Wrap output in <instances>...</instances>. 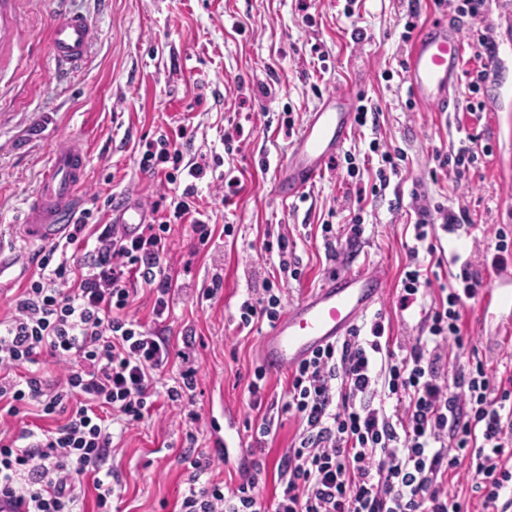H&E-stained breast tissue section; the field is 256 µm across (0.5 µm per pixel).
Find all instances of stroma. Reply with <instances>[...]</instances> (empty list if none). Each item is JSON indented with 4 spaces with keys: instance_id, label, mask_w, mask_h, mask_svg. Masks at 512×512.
Returning a JSON list of instances; mask_svg holds the SVG:
<instances>
[{
    "instance_id": "1",
    "label": "stroma",
    "mask_w": 512,
    "mask_h": 512,
    "mask_svg": "<svg viewBox=\"0 0 512 512\" xmlns=\"http://www.w3.org/2000/svg\"><path fill=\"white\" fill-rule=\"evenodd\" d=\"M352 14H345V7ZM86 15L95 37L83 67L68 79L54 74L52 29L58 0H0V239L21 256L5 272L12 290L0 294V319L8 317L15 286L33 272L41 243L19 233L26 200L39 188L43 171L57 149L76 146L88 158L81 205L108 223L114 197L129 195L154 203L167 192L163 176L139 168L142 144L178 126L193 131L185 158L203 154L211 165L197 183L199 204L212 213L215 230L200 244L190 224L174 225L167 248L174 290L168 317L155 319L148 286H139L130 316L163 330L172 358L159 388L173 386L179 353L199 367L198 384L187 409L201 417L191 426L158 399L152 417L124 430L113 425L121 450L112 467L119 474L111 512H174L190 487L191 462L210 461L201 481L234 488L241 464L259 461L267 477L263 498L274 495V476L296 432L282 418L270 437V450L253 454L251 434L259 421L247 385L262 363L261 343L268 321L238 333L240 304L266 284L283 288L290 309L340 269L379 267L386 285L378 313L399 339L420 334L419 309L397 308L400 277L410 261L416 213L422 207L465 206L469 231L442 244L449 254L493 272L492 229L512 226V9L487 0L486 24L497 30L498 61L479 92L486 108L481 119L466 110L469 73L485 59L465 42L462 69L448 111L408 106L401 69L407 41L401 33L408 0H69ZM362 86L368 105L379 112L376 125L355 127L342 153L324 176L300 198L276 195L279 166L288 155L291 129H302L310 112L328 93ZM52 113L43 124V113ZM238 128L239 148L228 151L224 132ZM476 139L490 145L467 180L437 170L435 155ZM404 151L398 176L377 197L358 200L359 188L374 182L381 164L371 142ZM359 168L347 174L348 163ZM240 181V191L225 197L224 182ZM361 212L364 234L337 260L326 257L321 227L342 232ZM285 236V254L265 252V243ZM299 263L300 280L290 279L280 261ZM223 286L213 299L202 291L214 275ZM505 312L481 313L479 299L468 300L463 333L470 336L490 368L512 363V348L498 342ZM236 424L239 443L228 456L216 450V430ZM196 442H188L187 432Z\"/></svg>"
}]
</instances>
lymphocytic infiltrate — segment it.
<instances>
[{"mask_svg": "<svg viewBox=\"0 0 512 512\" xmlns=\"http://www.w3.org/2000/svg\"><path fill=\"white\" fill-rule=\"evenodd\" d=\"M187 135L182 126L148 142L139 160L140 170L182 187L154 206L149 224L126 236L84 209L68 235L38 253L12 315L0 320V413L14 417L33 406L41 417L64 419L37 433L0 434V493L26 503V512H75L88 480L98 512H109L112 488L102 471L114 451L110 424L136 425L155 406L168 340L127 310L137 278L155 296V317L169 309L172 225L190 223L202 243L211 237L195 185L207 162L185 160L177 143ZM439 223L468 229L469 212L439 206L419 213L409 252H426L429 263L405 271L398 305L409 309L422 291L432 296L420 309L419 336L403 352L378 316L369 330L353 326L289 370L283 400L268 399L266 371L255 368L248 384L261 416L254 447L264 450L276 416L298 423L271 502L256 493V463L232 490L214 482L189 490L178 512H512V371L488 370L461 330L466 300L484 285L481 269L466 261L451 284H432L430 268L444 264L433 242ZM87 237L93 250L73 261L70 250ZM452 346L469 352L453 371ZM45 355L63 366L58 387L38 370ZM452 476L478 501L450 491Z\"/></svg>", "mask_w": 512, "mask_h": 512, "instance_id": "1", "label": "lymphocytic infiltrate"}]
</instances>
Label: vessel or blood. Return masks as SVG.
Here are the masks:
<instances>
[{"label": "vessel or blood", "mask_w": 512, "mask_h": 512, "mask_svg": "<svg viewBox=\"0 0 512 512\" xmlns=\"http://www.w3.org/2000/svg\"><path fill=\"white\" fill-rule=\"evenodd\" d=\"M93 28L79 13H69L54 26L52 56L69 69L83 65ZM464 44L460 32L447 19L427 21L412 40L404 59L405 81L412 98L424 106L447 111L451 91L459 77ZM362 101L360 91L327 95L310 113L287 159L281 165L276 191L282 199L297 197L317 182L326 164L350 139L353 120ZM87 158L78 147L54 152L38 191L30 198L23 218L25 237L51 239L62 234L73 217ZM144 203L126 201L112 211L113 223L135 232L145 223ZM488 286L496 303L512 310V273H496ZM384 280L379 271L335 273L301 303L282 315L262 342V360L274 371L291 369L316 349L336 341L356 319L380 303Z\"/></svg>", "instance_id": "vessel-or-blood-1"}]
</instances>
